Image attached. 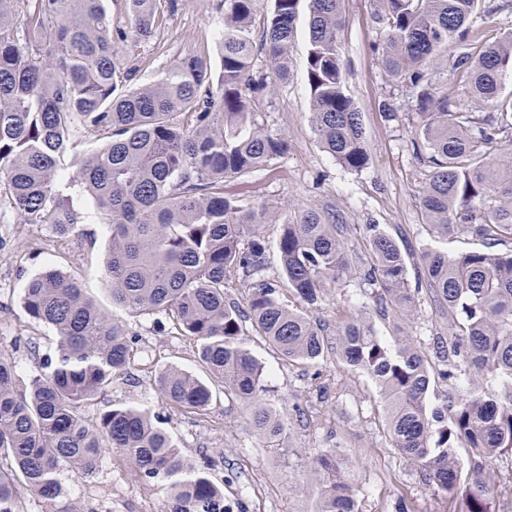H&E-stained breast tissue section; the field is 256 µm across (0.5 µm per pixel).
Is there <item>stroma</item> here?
Masks as SVG:
<instances>
[{
  "mask_svg": "<svg viewBox=\"0 0 512 512\" xmlns=\"http://www.w3.org/2000/svg\"><path fill=\"white\" fill-rule=\"evenodd\" d=\"M374 9V0H343L338 32L346 90L364 129L366 169L355 172L340 166L323 152L314 133L306 78L308 35L301 26L290 50L288 80L267 85L255 115L258 126L286 139L288 150L269 168L224 182L226 196L265 209L261 230L269 245L265 275L271 280L281 278L275 249L281 224L308 208L340 215L352 228L348 246L358 253L365 249L359 226L379 225L398 243L411 246L412 275L425 251L453 256L483 247L472 237L434 236L426 226L420 197L429 167L414 146L416 92L386 75L379 50L383 34L373 20ZM159 12L153 38L116 46L125 66L136 68L140 84L153 80L178 56L215 53L224 26V0H160ZM457 54L454 42L441 53L435 65L436 89L451 90L458 105L487 114V107L457 85L452 72ZM68 195L88 219L66 237L50 224L20 223L9 201L0 199V356L17 365L19 376H27L55 347L53 330L31 319L22 303L27 282L52 264L75 278L89 298L138 339L127 372L85 408V415L96 416L113 404L140 405L189 459L223 452L224 467L214 477L223 483L224 500L233 512H317L320 480L311 470L312 460L320 450L335 446L341 449L340 467L356 493L359 512H456L457 503L429 486L419 467L393 447L371 380L333 360L288 363L256 334H248L254 355L267 370L263 401L285 423V433L275 445L252 431L249 409L225 398L221 390H214L206 417L171 408L156 388L155 372L173 364L208 378L195 355V342L158 324L155 316L113 307L105 279L109 230L92 219V203L79 188L69 189ZM359 287L355 274L329 284L317 317L332 324L350 315L359 302ZM365 318L374 321L379 336L390 345L405 339L424 344L449 328L447 313L427 298L410 315L394 313L381 320L370 310ZM300 408L306 419H297ZM486 472L496 512H512V453L489 459ZM60 482L61 495L50 504L21 492L20 512H68L77 503L96 512L100 497L112 493L119 512H160L167 497L164 484L139 479L122 458L109 453L101 456L91 477L65 472Z\"/></svg>",
  "mask_w": 512,
  "mask_h": 512,
  "instance_id": "obj_1",
  "label": "stroma"
}]
</instances>
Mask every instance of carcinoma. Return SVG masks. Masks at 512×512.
Instances as JSON below:
<instances>
[{"label":"carcinoma","mask_w":512,"mask_h":512,"mask_svg":"<svg viewBox=\"0 0 512 512\" xmlns=\"http://www.w3.org/2000/svg\"><path fill=\"white\" fill-rule=\"evenodd\" d=\"M106 0H0V189L25 224H53L70 234L86 220L60 184L78 187L110 225L106 281L112 304L153 314L200 343L199 358L224 396L250 409L253 430L270 442L284 424L262 402L264 367L247 347L245 323L288 362L332 357L376 384L393 447L420 467L429 483L459 501L458 512H495L487 459L512 450V161L492 157L512 140V98L502 79L512 71V33L490 37L473 18L481 0H380L377 15L387 76L416 90L419 140L430 172L421 197L438 237L476 235L485 249L424 256L415 288L408 254L377 224L362 227L367 262L360 273L380 310L410 314L427 289L448 310L453 329L432 337V352L411 343L389 348L373 325L354 313L335 326L317 319L327 283L349 268L348 227L336 213L309 209L282 225L276 242L281 271L299 306L280 299L265 279L266 242L258 209L224 197V180L263 169L288 150L287 141L257 128L253 110L267 80L290 75V48L300 0H224L217 39L219 91L209 61L187 54L144 84L116 61L113 45L149 40L158 28L157 0H123L129 27L112 28ZM342 0H308L307 83L312 124L323 150L342 167L368 163L365 136L346 94L338 44ZM26 12L23 35L13 15ZM464 46L453 63L457 81L496 110L481 117L437 94L432 68L451 40ZM268 57L272 71L256 69ZM98 133L96 151L61 160L78 138ZM493 205L478 224L469 213ZM245 294L246 309L226 295ZM24 308L56 335L27 383L0 357V512H18L20 490L53 502L60 474H91L105 453L122 456L136 475L162 482L163 512H229L213 471L224 456L186 458L147 411L114 405L89 419L83 408L112 386L134 358L135 338L100 309L80 284L48 267L29 280ZM486 372L494 393L451 389L430 402L453 368ZM159 394L177 409L205 410L210 381L175 366L155 374ZM471 451L460 482L458 449ZM334 448L314 458L321 474L318 512H358L355 493L336 466Z\"/></svg>","instance_id":"carcinoma-1"}]
</instances>
